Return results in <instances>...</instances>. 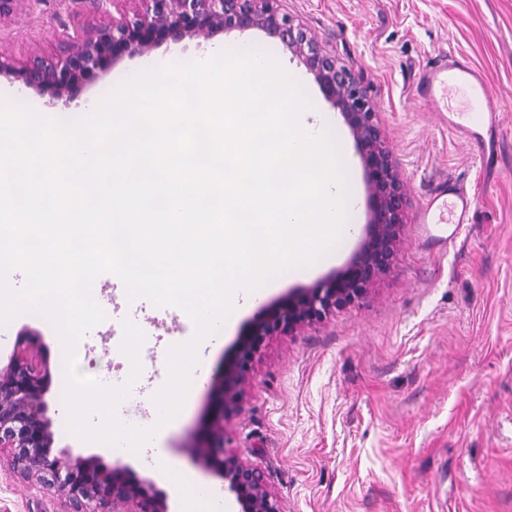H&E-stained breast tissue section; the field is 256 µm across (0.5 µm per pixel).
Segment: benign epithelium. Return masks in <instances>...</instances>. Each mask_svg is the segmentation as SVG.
I'll list each match as a JSON object with an SVG mask.
<instances>
[{
    "instance_id": "7a95c632",
    "label": "benign epithelium",
    "mask_w": 512,
    "mask_h": 512,
    "mask_svg": "<svg viewBox=\"0 0 512 512\" xmlns=\"http://www.w3.org/2000/svg\"><path fill=\"white\" fill-rule=\"evenodd\" d=\"M108 1L112 9L104 8ZM100 20L53 59L33 55L24 62L0 56V75L49 95V105L70 107L79 89L109 72L125 57L142 56L159 44L211 38L229 30L259 29L277 39L314 76L325 98L342 114L357 144L368 191L369 220L360 245L343 267L322 282L264 307L225 367L222 397L206 429L191 448L206 467L224 478L240 512H283L263 473L224 451V417L235 403L257 352L279 334H296L329 313L359 302L390 270L400 242L405 198L392 155L366 91L293 16L282 0H92ZM51 380L36 332L19 335L16 351L0 368V454L13 473L51 490L67 512H169L163 496L109 468L95 457L53 452L45 394Z\"/></svg>"
}]
</instances>
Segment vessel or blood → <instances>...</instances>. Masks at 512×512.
Here are the masks:
<instances>
[{"instance_id":"b4317fda","label":"vessel or blood","mask_w":512,"mask_h":512,"mask_svg":"<svg viewBox=\"0 0 512 512\" xmlns=\"http://www.w3.org/2000/svg\"><path fill=\"white\" fill-rule=\"evenodd\" d=\"M417 92L430 111L444 112L449 97L460 94L473 103L477 116L457 113L449 128L462 135L480 162L492 159L499 145L500 100L489 80L465 58L439 57L426 68ZM475 203L467 188L457 181L442 183L423 200L419 221L423 224H447L461 233L470 223Z\"/></svg>"}]
</instances>
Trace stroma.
<instances>
[{"mask_svg":"<svg viewBox=\"0 0 512 512\" xmlns=\"http://www.w3.org/2000/svg\"><path fill=\"white\" fill-rule=\"evenodd\" d=\"M283 7L365 89L405 193L404 224L390 271L364 299L296 335L267 341L225 417L224 446L263 471L285 512H512V0H283ZM95 18L80 0H26L0 28V53H55ZM242 42L280 54L355 150L349 127L312 74L259 30L164 42L148 55L123 58L82 96H104L147 61L172 52L202 56ZM445 54L466 56L503 105L501 142L488 166L416 93L427 63ZM448 179L475 197L472 224L450 244L448 225L417 221L425 196ZM359 242L352 237L337 260L307 277L284 278L232 312L207 347L206 381L190 392L165 446L189 478L219 491L223 512H238L234 499L189 448L204 437L238 336L264 306L345 264ZM100 306L106 318L87 332V351L77 356L82 375L127 380L128 359L108 337L126 317L138 320L143 347L156 357L140 373L145 392L137 406L118 413L126 423L151 406L166 381L164 354L194 328L172 307L128 302L121 287ZM26 331L40 335L51 366L45 401L54 450L124 466L166 496L170 512H180L177 493L149 455L121 459L68 433L59 410L62 348L48 323L27 313L0 334V366ZM62 509L56 496L0 466V512Z\"/></svg>","mask_w":512,"mask_h":512,"instance_id":"35a3bbf8","label":"stroma"}]
</instances>
